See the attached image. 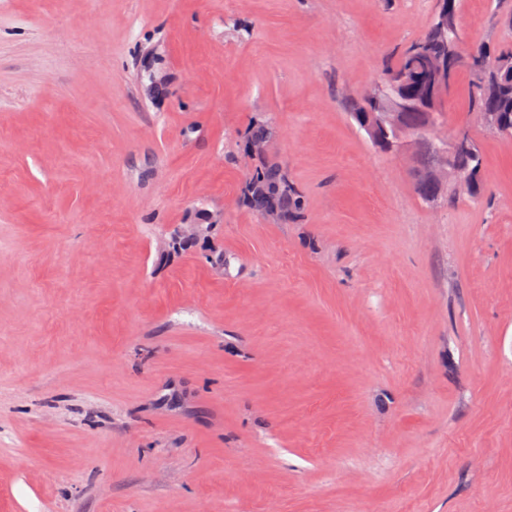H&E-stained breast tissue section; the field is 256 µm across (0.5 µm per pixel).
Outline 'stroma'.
<instances>
[{
  "label": "stroma",
  "instance_id": "35a3bbf8",
  "mask_svg": "<svg viewBox=\"0 0 512 512\" xmlns=\"http://www.w3.org/2000/svg\"><path fill=\"white\" fill-rule=\"evenodd\" d=\"M436 8L0 0V512H512V137L459 72L482 191L428 204L344 103ZM258 187H263L264 190H256ZM288 198L289 207L297 208L300 206L301 201L296 193L288 185L285 176L282 175L278 169L269 168L265 171L257 172L256 177L252 182L251 202L259 210L269 211L271 201L276 197Z\"/></svg>",
  "mask_w": 512,
  "mask_h": 512
}]
</instances>
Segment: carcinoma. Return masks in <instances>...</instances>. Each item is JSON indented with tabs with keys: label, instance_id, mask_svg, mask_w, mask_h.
<instances>
[{
	"label": "carcinoma",
	"instance_id": "obj_1",
	"mask_svg": "<svg viewBox=\"0 0 512 512\" xmlns=\"http://www.w3.org/2000/svg\"><path fill=\"white\" fill-rule=\"evenodd\" d=\"M448 2V17L436 14L432 23L417 45L431 56L441 57L449 53L454 40L461 38L456 31V17L460 0ZM412 47H407L393 65L383 69V82L402 74L411 62ZM465 70L471 77L475 88L472 112H498L504 115L512 126V52L493 53L489 46L478 44L458 50L455 71ZM455 164L465 174L479 180L484 166V156L475 146L470 152H459ZM288 198V206L299 207L300 200L288 185L285 176L278 169L269 168L256 174L252 182L251 202L260 210L267 211L275 197Z\"/></svg>",
	"mask_w": 512,
	"mask_h": 512
}]
</instances>
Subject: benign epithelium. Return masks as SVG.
<instances>
[{
  "instance_id": "7a95c632",
  "label": "benign epithelium",
  "mask_w": 512,
  "mask_h": 512,
  "mask_svg": "<svg viewBox=\"0 0 512 512\" xmlns=\"http://www.w3.org/2000/svg\"><path fill=\"white\" fill-rule=\"evenodd\" d=\"M408 78L421 82V92L411 99L393 100L383 111L369 114L362 127L369 132L375 145L394 149L404 156L418 153L420 144L425 139L436 141L439 146L438 164L424 173L414 169L411 174L416 178L423 175L442 187L451 181L457 193H470L473 179L457 173L448 166V156L468 148V138L458 133L446 139L436 133L437 104L449 91L448 58L417 53L414 55L410 71L406 72V76L398 77L397 81L404 82ZM408 107L418 109L425 116L423 125L415 130H408L401 124L402 111ZM212 229L211 224H183L177 229L176 235L189 236L197 240L206 237Z\"/></svg>"
}]
</instances>
